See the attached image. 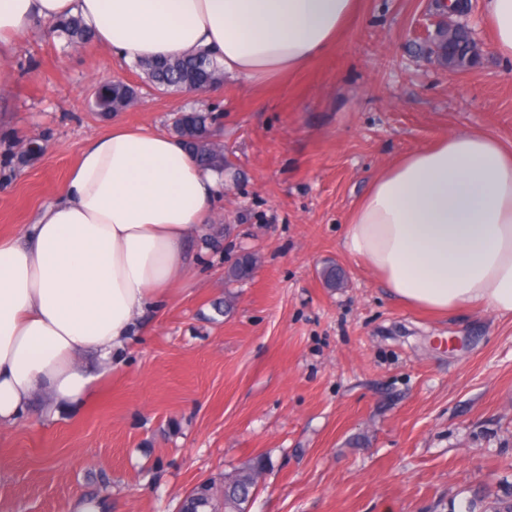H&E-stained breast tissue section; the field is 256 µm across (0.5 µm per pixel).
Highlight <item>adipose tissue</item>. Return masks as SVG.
<instances>
[{
    "instance_id": "1",
    "label": "adipose tissue",
    "mask_w": 512,
    "mask_h": 512,
    "mask_svg": "<svg viewBox=\"0 0 512 512\" xmlns=\"http://www.w3.org/2000/svg\"><path fill=\"white\" fill-rule=\"evenodd\" d=\"M357 0H0V53L37 24L79 14L126 61L208 51L254 85L297 73L337 42ZM494 50L512 59V0H485ZM224 178L175 137L114 124L82 148L22 235L0 236V428L36 393L44 418L81 404L86 356L110 364L184 276ZM346 251L389 294L438 314L512 317V147L453 134L394 161L346 227Z\"/></svg>"
}]
</instances>
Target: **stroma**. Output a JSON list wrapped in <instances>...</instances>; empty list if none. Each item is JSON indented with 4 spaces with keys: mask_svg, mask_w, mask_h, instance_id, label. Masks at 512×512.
<instances>
[{
    "mask_svg": "<svg viewBox=\"0 0 512 512\" xmlns=\"http://www.w3.org/2000/svg\"><path fill=\"white\" fill-rule=\"evenodd\" d=\"M479 50L451 73L420 52L428 0H358L335 47L254 86L224 76L202 96L142 92L93 106L135 63L98 43L33 29L0 56V131L37 138L31 161L0 144V235H21L93 136L120 122L170 133L177 112L213 113L228 162L218 216L165 310L56 420L36 395L0 431V512H177L197 484L247 458L271 461L249 512H498L512 501V318L448 315L395 299L343 246L372 179L441 136L512 145V61L492 47L484 0H466ZM256 253L250 280L232 259ZM344 281L327 287L322 271ZM230 301L229 314L214 305ZM256 264V254L250 251H243L228 267L226 278L228 281H243L249 279L253 274Z\"/></svg>",
    "mask_w": 512,
    "mask_h": 512,
    "instance_id": "35a3bbf8",
    "label": "stroma"
}]
</instances>
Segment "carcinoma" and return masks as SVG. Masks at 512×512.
Returning <instances> with one entry per match:
<instances>
[{
	"label": "carcinoma",
	"instance_id": "1",
	"mask_svg": "<svg viewBox=\"0 0 512 512\" xmlns=\"http://www.w3.org/2000/svg\"><path fill=\"white\" fill-rule=\"evenodd\" d=\"M56 31L65 35L73 43H88L94 39L92 29L79 15L64 16L56 20ZM203 62H211L205 54L191 50L183 55L165 60H143L139 67L146 82L161 92H183L192 80L195 69ZM138 94L135 87L116 81L111 84V98L104 112L111 113L128 106L133 96ZM214 121L211 113L195 112L185 120L173 121V130L189 152L204 166L224 168V151L217 148L212 135L201 131L210 129ZM257 264L256 254L241 252L228 267L226 278L230 281H243L251 277ZM270 466L263 456H255L232 472L224 474V479L216 483L212 480L195 486L184 498L180 512H247V505L256 490L257 479Z\"/></svg>",
	"mask_w": 512,
	"mask_h": 512
}]
</instances>
